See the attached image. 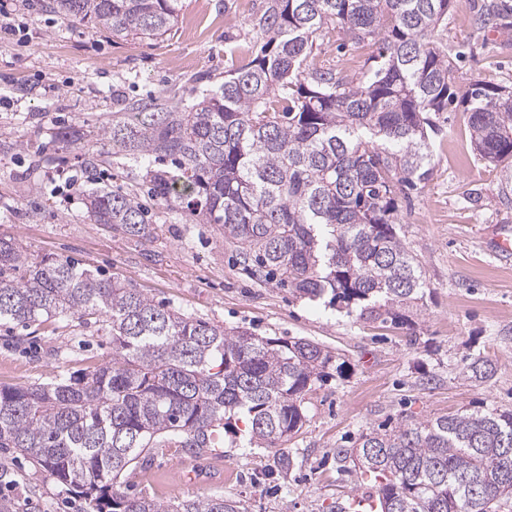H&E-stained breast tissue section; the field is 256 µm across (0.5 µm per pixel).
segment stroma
Here are the masks:
<instances>
[{"label":"stroma","instance_id":"1","mask_svg":"<svg viewBox=\"0 0 512 512\" xmlns=\"http://www.w3.org/2000/svg\"><path fill=\"white\" fill-rule=\"evenodd\" d=\"M479 0H452L441 38L456 55L454 86L512 85V28L478 31ZM47 0H15L0 20V238L34 257L70 259L104 277L125 279L166 307L227 328L318 343L344 363L342 375L306 398L307 422L287 445L288 474L272 448H222L155 456L121 478L123 491L161 501L224 495L244 512H336L367 486L336 469L337 447L369 429L394 428L464 409L512 410V260L489 250L498 224L512 225V168L476 155L463 113L434 115L431 174L399 205L402 238L418 255L429 285L413 328L359 319L260 281L238 261L239 248L216 225L152 197L143 168L113 157L111 147L55 138L60 126L94 130L111 122L116 93L168 97L214 89L240 51L262 37L252 20L260 0H183L182 20L158 40L108 39L51 12ZM375 46L340 47L317 38L314 60L361 78ZM97 153L86 173L85 153ZM54 165L33 169L38 156ZM118 188L148 207L156 230L144 241L93 223L84 190ZM101 324L75 317L22 327L0 324V387L33 386L81 375L112 360ZM480 356L494 374L478 385L463 374ZM207 468L214 481L195 486L183 471ZM0 498L15 512H78L69 494L19 455L0 453Z\"/></svg>","mask_w":512,"mask_h":512}]
</instances>
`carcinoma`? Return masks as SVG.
I'll list each match as a JSON object with an SVG mask.
<instances>
[{"label": "carcinoma", "mask_w": 512, "mask_h": 512, "mask_svg": "<svg viewBox=\"0 0 512 512\" xmlns=\"http://www.w3.org/2000/svg\"><path fill=\"white\" fill-rule=\"evenodd\" d=\"M451 0H262L265 37L224 83L189 101L117 99L95 138L147 166L153 197L186 205L243 248V263L299 298L358 318L409 324L426 296L422 264L400 235L398 201L430 174L431 114L461 101L486 162L512 164V87L474 83L456 97L438 33ZM71 23L109 38L157 40L182 0H53ZM485 28L512 27V0L481 5ZM335 30L378 43L362 80L308 64L314 38ZM83 203L97 224L131 238L155 233L147 209L120 189ZM95 320L112 363L36 386L0 387V450L16 451L82 501L83 512H240L222 496L159 502L129 497L120 477L151 454H199L246 426L243 448L301 432L307 393L332 356L306 339L226 329L153 302L118 278L0 238V323L56 316ZM483 384L494 370L466 365ZM375 494L370 512H498L512 504V410L466 409L363 432L336 449Z\"/></svg>", "instance_id": "carcinoma-1"}]
</instances>
